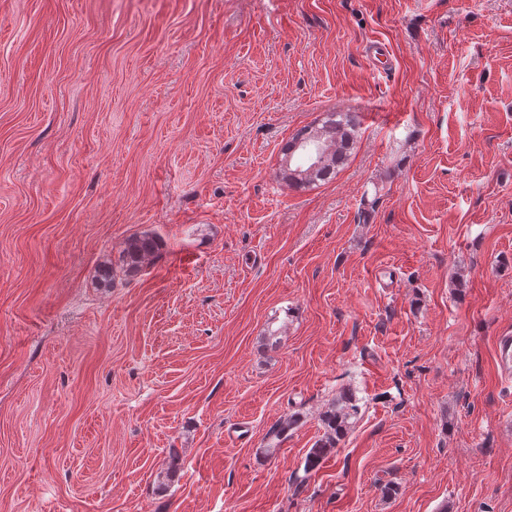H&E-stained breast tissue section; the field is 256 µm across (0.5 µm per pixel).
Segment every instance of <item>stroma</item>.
I'll return each mask as SVG.
<instances>
[{
	"mask_svg": "<svg viewBox=\"0 0 512 512\" xmlns=\"http://www.w3.org/2000/svg\"><path fill=\"white\" fill-rule=\"evenodd\" d=\"M505 334L512 0H0V512H512ZM316 134L323 146L322 160L319 166L311 170V165L292 161L288 168V154L292 142L300 133ZM358 122L351 112H332L324 120L313 126L298 130L282 149V175L289 186L306 188L320 182H326L336 176L345 164L355 144ZM160 246L159 240L150 235H143L130 240L122 257L125 273L137 272L146 259L156 256ZM359 407L351 396L343 395L322 415L324 426L323 437L310 448L305 459V472H311L319 467L322 460L336 448L339 441L347 434L352 420L358 413ZM299 419V415L294 414L284 419V421L274 425L269 430L267 434V443L265 445V448H262V453L266 458H271L277 453L281 443L287 438L288 430L290 429V427L296 424Z\"/></svg>",
	"mask_w": 512,
	"mask_h": 512,
	"instance_id": "stroma-1",
	"label": "stroma"
}]
</instances>
